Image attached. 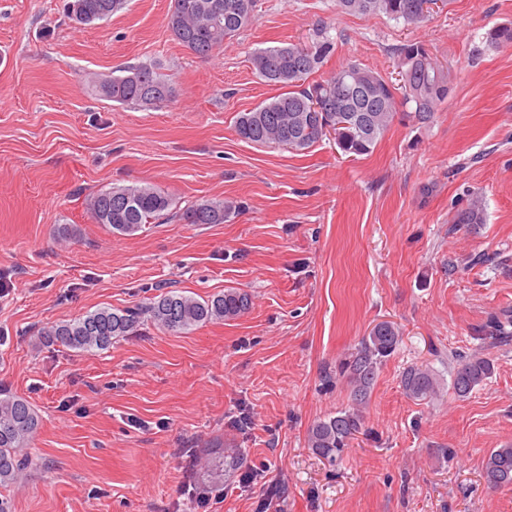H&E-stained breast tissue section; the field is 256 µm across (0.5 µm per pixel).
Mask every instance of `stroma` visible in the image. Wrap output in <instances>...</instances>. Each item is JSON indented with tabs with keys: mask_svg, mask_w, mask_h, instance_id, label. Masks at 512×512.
<instances>
[{
	"mask_svg": "<svg viewBox=\"0 0 512 512\" xmlns=\"http://www.w3.org/2000/svg\"><path fill=\"white\" fill-rule=\"evenodd\" d=\"M172 0H129L80 28L63 0H0V389L40 416L34 464L0 487L13 512H512V487L483 477L512 445V337L483 327L512 311V0H450L427 23L341 13L336 0H257L256 21L214 57L167 28ZM393 70L392 48L425 43L450 92L427 126L395 120L372 152L330 139L304 153L241 140L237 113L276 94L251 68L258 48L310 41ZM151 63L172 104L121 106L90 76ZM153 184L179 208L239 201L224 224L160 219L132 236L87 213V195ZM481 193L484 224L454 223ZM252 298L243 316L172 333L143 320L112 348L40 346L38 331L158 290ZM401 330L379 369L362 428L328 463L313 422L348 406L336 367L379 322ZM494 372L465 398L461 357ZM427 366L435 395L407 397L400 375ZM209 494L197 508L183 483Z\"/></svg>",
	"mask_w": 512,
	"mask_h": 512,
	"instance_id": "stroma-1",
	"label": "stroma"
}]
</instances>
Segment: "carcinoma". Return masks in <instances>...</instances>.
Returning <instances> with one entry per match:
<instances>
[{
    "mask_svg": "<svg viewBox=\"0 0 512 512\" xmlns=\"http://www.w3.org/2000/svg\"><path fill=\"white\" fill-rule=\"evenodd\" d=\"M128 0H66V17L80 26L107 21L124 9ZM345 14H384L406 23L422 24L429 16L419 12L417 0H338ZM255 0H173L168 28L173 38L191 53L204 59L215 56L224 42L233 39L255 20ZM495 47L512 45V25L497 26L487 33ZM334 52V41L326 28L317 30L314 42L258 48L249 62L257 76L276 86L281 93L264 100L235 120L237 135L259 147L285 146L305 151L325 136L351 156L371 151L392 125L399 106L411 105L403 116L425 126L448 98V73L421 42H408L393 50L400 83L358 63L340 66L318 80L311 76ZM94 90L119 105L159 107L174 99L175 88L168 76L150 64L119 69L106 79L91 80ZM172 196L151 185H124L101 189L85 199V208L98 224L112 232L132 236L145 224L164 215ZM240 209L234 200L207 199L189 208L181 219L189 224H222ZM485 204L479 195L457 209L453 223L483 224ZM251 296L229 288L206 300L176 291L162 292L143 306L99 308L73 320L42 328L43 345L87 351L106 349L112 341L131 334L145 316L159 328L186 332L201 324L234 320L251 307ZM488 335L512 336V315L492 314L486 324ZM401 341L400 329L384 321L363 337L359 346L339 362L338 376L347 380L351 405L335 415L314 422L308 430V448L329 462L340 460L362 427L363 409L370 398L378 370ZM493 372V362L472 356L462 360L454 374L452 388L467 397ZM400 385L413 399H425L436 392L438 383L431 370L422 365L407 367ZM39 418L28 400L0 392V485L17 483L28 469L22 453L35 435ZM483 476L494 487L512 485V446L498 448L487 456Z\"/></svg>",
    "mask_w": 512,
    "mask_h": 512,
    "instance_id": "cac0c4a2",
    "label": "carcinoma"
}]
</instances>
